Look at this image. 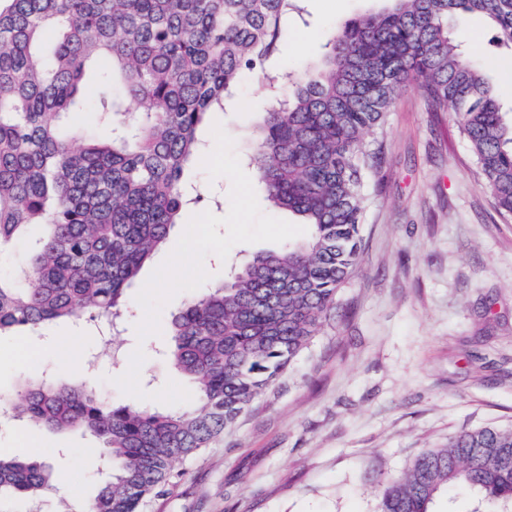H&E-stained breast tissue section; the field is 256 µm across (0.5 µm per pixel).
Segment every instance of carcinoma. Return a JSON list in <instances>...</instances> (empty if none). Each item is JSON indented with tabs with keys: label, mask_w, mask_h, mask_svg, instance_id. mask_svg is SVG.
Here are the masks:
<instances>
[{
	"label": "carcinoma",
	"mask_w": 512,
	"mask_h": 512,
	"mask_svg": "<svg viewBox=\"0 0 512 512\" xmlns=\"http://www.w3.org/2000/svg\"><path fill=\"white\" fill-rule=\"evenodd\" d=\"M326 37L313 69L272 61L302 0H0V336L85 318L119 333L126 290L171 228L204 196L184 170L199 129L258 69L268 106L248 156L274 207L307 234L256 254L172 315L164 355L193 386L180 409L114 405L85 384L23 380L6 414L38 428H79L112 465L96 496L59 512H141L177 467L232 428L309 348L358 270L366 136L398 93L454 112L499 214L512 218V122L483 70L448 30L482 13L512 46V0H384ZM450 485L474 512H512V429L463 431L385 483L377 512H435ZM35 504L56 491L50 466L0 457V493Z\"/></svg>",
	"instance_id": "1"
}]
</instances>
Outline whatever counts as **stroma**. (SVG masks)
<instances>
[{"instance_id":"35a3bbf8","label":"stroma","mask_w":512,"mask_h":512,"mask_svg":"<svg viewBox=\"0 0 512 512\" xmlns=\"http://www.w3.org/2000/svg\"><path fill=\"white\" fill-rule=\"evenodd\" d=\"M369 0H305L283 57L297 68L317 54L331 26ZM450 26L464 53L487 69L503 112L512 87L488 22L459 12ZM248 73L224 114L200 136L220 154L194 162L189 181L222 198L191 211L128 291L119 336L96 322L0 337V393L46 369L86 377L117 403L191 405L190 385L164 360L168 320L191 294L220 285L229 263L280 247L306 228L270 209L246 158L261 100ZM376 172L365 186L363 257L322 331L295 366L143 512H376L385 480L420 452L485 426H512V219L501 218L480 182L453 113L428 111L402 90L370 138ZM207 225L205 236L193 225ZM78 431H36L0 421V454L43 460L65 498L98 491L99 459Z\"/></svg>"}]
</instances>
